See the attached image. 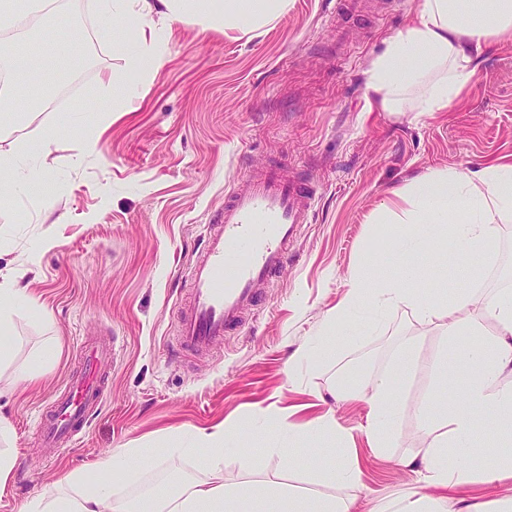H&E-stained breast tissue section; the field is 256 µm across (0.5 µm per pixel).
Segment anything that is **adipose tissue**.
Segmentation results:
<instances>
[{
	"label": "adipose tissue",
	"instance_id": "ef3b65f1",
	"mask_svg": "<svg viewBox=\"0 0 512 512\" xmlns=\"http://www.w3.org/2000/svg\"><path fill=\"white\" fill-rule=\"evenodd\" d=\"M288 0H100L104 36H111L114 21L133 23L134 51L125 56L127 69L148 80L163 61V47L174 24L189 20L203 29L237 30L257 34L287 7ZM512 42V0H422L418 17L398 30L367 71L369 105L402 115L423 116L444 112L469 88L476 76L485 45ZM33 65L28 51L15 47L0 51V67H7L14 82L0 92V110L13 111L24 94L23 74ZM56 130H47L32 164H24L25 144L0 150V171H10L9 184L0 183V196L42 183L53 167L50 147ZM405 202L392 238L391 255L397 265L394 278H375L366 269L355 271L344 298L328 314L316 336L303 344L294 364L325 363L335 353L334 339L361 307L370 310L369 327H377L392 310L405 306L421 323L441 329L458 343L454 356H440L431 367L432 390L420 402L416 416L429 440L424 448L405 455L403 466L420 465L427 486L446 489L477 481L500 480L512 474V457L500 456L480 436L512 440V289L487 291L471 286V270L456 269L457 288L423 293L438 264H450L460 253L493 260L499 221L512 218V164H490L464 172L432 170L395 190ZM493 332H484V324ZM462 357L472 372L462 388L449 390L454 357ZM411 349L402 347L387 368L373 377L338 379L335 394L363 402L367 408L365 432L371 448L392 447L399 427V408L391 399L394 376H407ZM279 442L269 449L280 457L290 445L317 435L342 441L330 415L302 425L279 415L273 427ZM236 428L217 426L200 432L196 450L205 456L206 478L184 483L174 493L155 491L127 498L112 487V474L134 479L149 461L144 448H126L99 463L92 477L70 472L33 496L24 512H236L249 502L252 512H354L349 498L323 494V487L351 486L359 479L356 459L343 452L331 461L314 458L312 474L317 490L299 492L273 481L228 483L222 468L224 447ZM480 455L488 468L473 470L468 460ZM376 512H512V498L493 507L449 503L447 497L419 496L382 502Z\"/></svg>",
	"mask_w": 512,
	"mask_h": 512
}]
</instances>
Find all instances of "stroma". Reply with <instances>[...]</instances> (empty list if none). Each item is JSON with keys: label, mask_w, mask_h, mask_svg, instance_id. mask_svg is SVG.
Listing matches in <instances>:
<instances>
[{"label": "stroma", "mask_w": 512, "mask_h": 512, "mask_svg": "<svg viewBox=\"0 0 512 512\" xmlns=\"http://www.w3.org/2000/svg\"><path fill=\"white\" fill-rule=\"evenodd\" d=\"M335 2L290 0L255 38L176 24L163 66L145 82L126 72L123 55L99 37L95 0H58L54 18L34 16L7 31L14 42L39 49L54 28L78 29L84 58L65 62L53 50L24 83L38 95L55 72L86 90L63 111L19 113L10 129V140L33 146L47 127L63 135L46 185L0 204V269H12L37 301L15 309L14 365L0 372V412L12 421L16 454L0 512H22L63 473L95 470L100 457L120 448L158 451L154 464L120 486L121 495L173 490L175 482L205 476L203 459L188 448L198 431L222 423L243 430L224 450L226 480H241L251 458L259 478L307 487L311 456L326 447L309 441L289 460L266 455L274 433L252 415L269 405L292 408L293 424L332 415L359 461L358 484L335 490L354 498L355 512H374L387 498L436 495L420 470L399 459L427 442L415 409L431 389L430 368L445 344L438 330L400 308L372 331L362 312L335 361L293 372L288 362L366 256L374 257L377 275H394L384 221L391 189L431 169L512 163V43L487 46L469 91L448 111L396 116L369 108L366 72L387 40L415 20L422 0H364L341 16ZM115 73L137 88L129 112L96 128L80 123L79 114L98 107L95 89ZM91 134L99 152L88 156L81 142ZM273 163L313 187L311 224L244 329L212 355L172 357L185 270L201 253L202 225L223 207L226 192ZM408 336L417 360L409 380L390 384L402 420L393 448L381 454L362 429L365 404L330 389L346 374L382 372ZM84 337L114 342L118 360L102 367L109 387L101 409L77 443L52 458L37 424L79 370ZM49 344L58 358L37 364ZM17 366L35 370L36 380H15ZM173 433L185 452L165 450Z\"/></svg>", "instance_id": "1"}]
</instances>
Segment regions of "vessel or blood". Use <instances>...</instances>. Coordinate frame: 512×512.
Masks as SVG:
<instances>
[{
    "label": "vessel or blood",
    "mask_w": 512,
    "mask_h": 512,
    "mask_svg": "<svg viewBox=\"0 0 512 512\" xmlns=\"http://www.w3.org/2000/svg\"><path fill=\"white\" fill-rule=\"evenodd\" d=\"M314 206L311 190L280 168L252 173L242 190L201 235L203 249L189 267V288L178 319L177 341L200 355L213 353L239 331L272 288ZM87 365L40 424L52 451L71 446L103 399L101 361L116 358L113 344L84 340Z\"/></svg>",
    "instance_id": "obj_1"
}]
</instances>
